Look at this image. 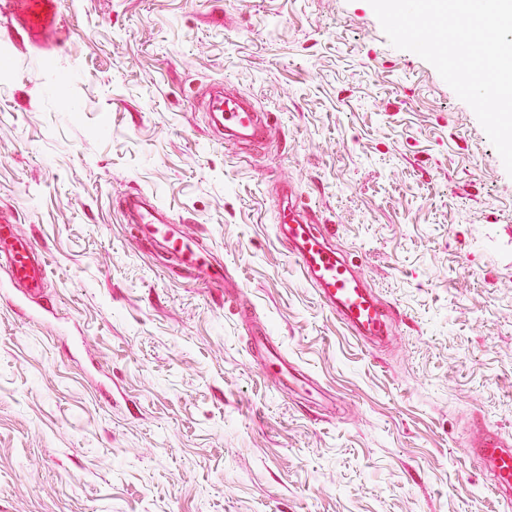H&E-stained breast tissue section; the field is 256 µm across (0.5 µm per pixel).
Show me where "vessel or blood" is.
I'll return each instance as SVG.
<instances>
[{
  "mask_svg": "<svg viewBox=\"0 0 512 512\" xmlns=\"http://www.w3.org/2000/svg\"><path fill=\"white\" fill-rule=\"evenodd\" d=\"M60 4L61 0H0V14L17 7L19 23L31 44L57 50L65 47L72 35L62 20ZM210 108L223 121L226 142L259 145L272 130L268 117L256 112L235 91L228 89L212 98ZM127 205L133 222L160 239L177 256L182 270L197 276L223 272V265L208 261L193 249L189 237L172 229L169 215L151 196L133 194ZM276 220L322 303L359 337L378 339L387 335V313L355 275L350 263L328 244L324 235L315 231L312 215L289 201L280 206ZM0 260L7 261L16 279L32 287H39L48 278L45 257L35 253L32 244L20 238L8 224L0 226ZM469 453L490 462L493 492L512 491V449L505 447L502 439L483 438L473 444Z\"/></svg>",
  "mask_w": 512,
  "mask_h": 512,
  "instance_id": "obj_1",
  "label": "vessel or blood"
}]
</instances>
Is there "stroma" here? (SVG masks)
I'll return each instance as SVG.
<instances>
[{"mask_svg": "<svg viewBox=\"0 0 512 512\" xmlns=\"http://www.w3.org/2000/svg\"><path fill=\"white\" fill-rule=\"evenodd\" d=\"M49 52L0 36V224L48 260L0 299V512H512V176L368 0H62ZM228 85L272 114L229 146ZM390 311L362 341L284 242L282 184ZM152 196L222 258L185 278ZM284 362L295 383L264 378ZM127 205L134 224H141L147 234L160 239L167 250L177 256L182 270L208 277H212V273L223 272L226 288L224 266L208 261L205 256L193 249L189 237L175 232L170 226L173 221L151 196L137 192L129 197ZM462 451L490 462L491 488L494 493L512 491V449L504 448L501 438L484 437L471 448H463Z\"/></svg>", "mask_w": 512, "mask_h": 512, "instance_id": "1", "label": "stroma"}]
</instances>
